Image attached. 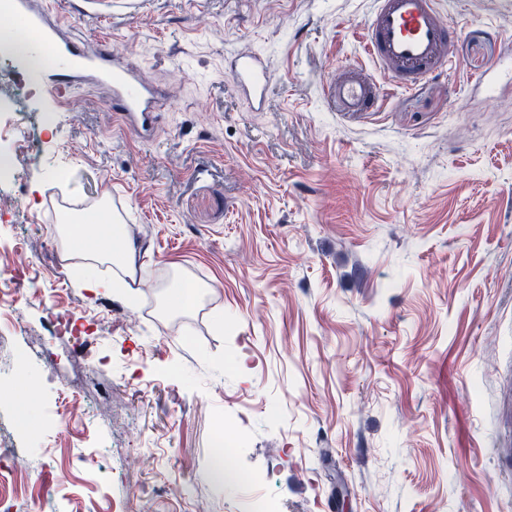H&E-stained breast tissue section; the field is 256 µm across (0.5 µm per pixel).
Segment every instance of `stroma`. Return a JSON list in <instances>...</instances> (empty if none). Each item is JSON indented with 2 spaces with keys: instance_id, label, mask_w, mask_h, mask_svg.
<instances>
[{
  "instance_id": "stroma-1",
  "label": "stroma",
  "mask_w": 512,
  "mask_h": 512,
  "mask_svg": "<svg viewBox=\"0 0 512 512\" xmlns=\"http://www.w3.org/2000/svg\"><path fill=\"white\" fill-rule=\"evenodd\" d=\"M466 35L457 66L381 111L333 112L332 75L374 73L375 0H58L76 40L111 36L162 91L143 140L103 88L62 107L50 69L0 52L21 127L0 246L44 266L0 328V445L30 478L13 512H512L496 466L512 369V0H445ZM255 55L268 87L252 111L231 75ZM106 201L147 276L136 300L74 284L47 199ZM205 286L165 308L174 278ZM34 351L14 374L11 354ZM98 366L96 383L85 363ZM30 394L18 428L17 396ZM81 410L61 436L52 421ZM244 476L213 477L214 426ZM263 476L260 485L247 475Z\"/></svg>"
}]
</instances>
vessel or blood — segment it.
I'll return each mask as SVG.
<instances>
[{
    "mask_svg": "<svg viewBox=\"0 0 512 512\" xmlns=\"http://www.w3.org/2000/svg\"><path fill=\"white\" fill-rule=\"evenodd\" d=\"M0 11L11 17L10 24L0 27V41L20 33L31 36L35 50L50 58L58 96L67 97L78 85L106 86L107 103L121 130L141 138L154 131L155 89L137 71L112 65L116 51L107 42L91 50L62 37L59 27L50 24L44 10L34 7L31 0H0ZM462 33L458 22L444 17L437 0H378L368 22L365 51L384 76L408 90L417 80L453 67L450 47ZM233 78L253 105L262 103L266 77L252 58L239 63ZM325 96L337 112H376L382 88L366 73L345 71L329 81Z\"/></svg>",
    "mask_w": 512,
    "mask_h": 512,
    "instance_id": "vessel-or-blood-1",
    "label": "vessel or blood"
}]
</instances>
